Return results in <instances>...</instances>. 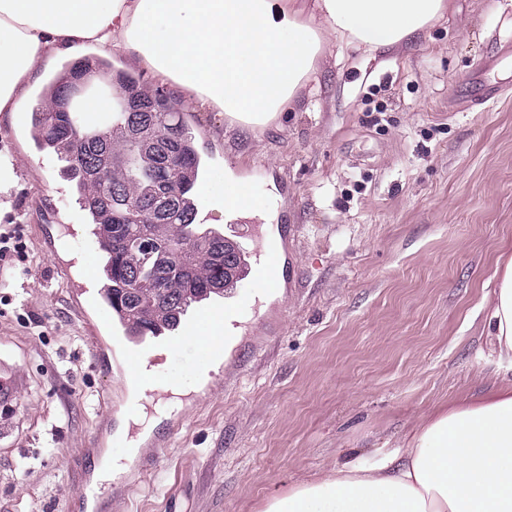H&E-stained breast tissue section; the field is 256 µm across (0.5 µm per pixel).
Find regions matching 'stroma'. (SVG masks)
Wrapping results in <instances>:
<instances>
[{
	"label": "stroma",
	"mask_w": 512,
	"mask_h": 512,
	"mask_svg": "<svg viewBox=\"0 0 512 512\" xmlns=\"http://www.w3.org/2000/svg\"><path fill=\"white\" fill-rule=\"evenodd\" d=\"M446 15L377 59L327 43L317 96L240 132L217 112L189 125L213 180L267 204L250 224H296L299 287L249 317L223 377L161 412L165 448L113 449L106 512H264L336 466L401 447L422 419L512 383L486 342L481 302L512 250V95L473 111L465 81L512 40V0H447ZM17 167L12 222L29 274L0 266V359L24 382L0 415V512H82L80 468L118 380L96 364L46 240L80 205L55 155L0 119ZM29 316L22 324L18 315Z\"/></svg>",
	"instance_id": "obj_1"
}]
</instances>
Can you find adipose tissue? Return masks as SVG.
Here are the masks:
<instances>
[{"label": "adipose tissue", "mask_w": 512, "mask_h": 512, "mask_svg": "<svg viewBox=\"0 0 512 512\" xmlns=\"http://www.w3.org/2000/svg\"><path fill=\"white\" fill-rule=\"evenodd\" d=\"M446 9L445 0H0V115L30 111L44 61L90 43L252 132L317 80L329 39L372 57L414 41ZM496 278L487 334L512 366V257ZM265 512H512V387L424 419L408 447L324 471Z\"/></svg>", "instance_id": "obj_1"}]
</instances>
